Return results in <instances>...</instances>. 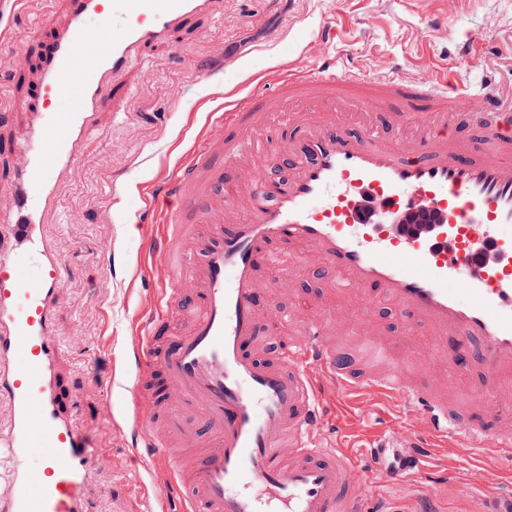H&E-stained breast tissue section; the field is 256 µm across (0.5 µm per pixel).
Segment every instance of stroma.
I'll use <instances>...</instances> for the list:
<instances>
[{"label":"stroma","mask_w":512,"mask_h":512,"mask_svg":"<svg viewBox=\"0 0 512 512\" xmlns=\"http://www.w3.org/2000/svg\"><path fill=\"white\" fill-rule=\"evenodd\" d=\"M67 0H31L26 16L0 13L18 51L0 52V200H8L19 164L12 142L36 101V77L52 45ZM336 29L332 46L319 33ZM472 33V58L460 48ZM352 56L380 76L394 66L409 74L445 67L461 81L481 69L512 82V0H463L446 14L443 0H216L166 41L146 45L108 86L109 107L84 137L75 166L58 184L45 235L65 264V282L53 313L58 346L59 408L103 459L88 486L90 512H161L151 463L138 457L127 420L129 392L114 386L137 349L165 279L142 254L150 217L132 223L131 200L141 186L166 176L190 148L208 113L273 88L281 71L325 54ZM333 276L319 259L305 265L284 312L318 296ZM340 426L316 435L324 443L366 455L383 445L409 448L415 418L390 399L353 394L328 398ZM495 489L496 512L512 506V462L492 449L474 457L448 448L429 455L425 474L394 483L371 476L370 507L387 512H472L483 487Z\"/></svg>","instance_id":"stroma-1"}]
</instances>
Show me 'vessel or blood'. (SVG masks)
<instances>
[{"label":"vessel or blood","mask_w":512,"mask_h":512,"mask_svg":"<svg viewBox=\"0 0 512 512\" xmlns=\"http://www.w3.org/2000/svg\"><path fill=\"white\" fill-rule=\"evenodd\" d=\"M213 5L69 0L55 30L0 208V512H88L101 459L57 409L64 263L43 216L105 86ZM206 123L223 136L197 135L138 205L160 212L144 260L167 273L129 386L146 409L132 432L166 468L159 498L180 512H368L362 464L312 436L329 393L377 394L425 420L415 452L371 450L385 478L451 440L512 461V88L444 69L376 79L326 56ZM311 258L334 271L329 292L284 319L277 297ZM379 303L402 317L403 343L372 316ZM285 322L294 346L262 358ZM350 334L378 361L342 360ZM454 374L469 412L448 391Z\"/></svg>","instance_id":"vessel-or-blood-1"}]
</instances>
